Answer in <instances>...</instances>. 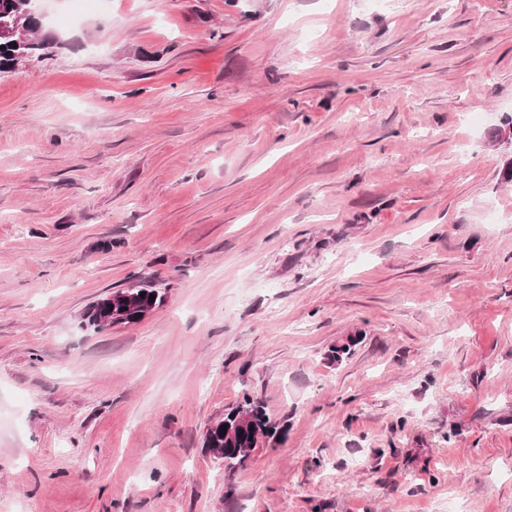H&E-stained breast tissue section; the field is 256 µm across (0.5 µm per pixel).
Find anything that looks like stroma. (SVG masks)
Segmentation results:
<instances>
[{
  "instance_id": "obj_1",
  "label": "stroma",
  "mask_w": 512,
  "mask_h": 512,
  "mask_svg": "<svg viewBox=\"0 0 512 512\" xmlns=\"http://www.w3.org/2000/svg\"><path fill=\"white\" fill-rule=\"evenodd\" d=\"M45 8L0 72V512H512V0ZM246 394L284 435L229 473ZM129 292V298H126L124 301L126 303H130L132 307H141L147 306L148 308L156 309L159 307L164 301L165 294L156 288L151 287H143L138 283H131L127 288L122 290L112 292L115 296L122 294L125 291ZM145 292V297H141L140 293ZM150 294L155 296L154 301H150ZM111 293L108 295H105L104 297L100 298L96 302H94L92 305L88 306L79 317L78 326L83 330L92 329L94 332H101L105 331L107 329L112 328V326H115L119 322H122L123 324H132L137 323L141 321V318L137 317L135 314H130L129 316H125L124 320L111 323L109 325L107 324H101L99 322V318H108V317H115V319H119L117 315L122 314L123 310L121 307H117L116 310L113 309L112 311V305L108 303L107 298L110 297ZM113 312V313H112Z\"/></svg>"
}]
</instances>
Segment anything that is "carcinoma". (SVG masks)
<instances>
[{"instance_id":"obj_1","label":"carcinoma","mask_w":512,"mask_h":512,"mask_svg":"<svg viewBox=\"0 0 512 512\" xmlns=\"http://www.w3.org/2000/svg\"><path fill=\"white\" fill-rule=\"evenodd\" d=\"M27 0H0V72L8 70L21 59L40 56L53 47L55 40L32 34L21 40L13 30L29 23L25 14ZM129 298L125 302L134 307L147 306L155 309L164 301L165 293L151 287L132 283L127 287ZM145 296H140V293ZM155 299H150V296ZM123 313L121 308H112L107 297H102L88 306L79 317L78 326L83 330L105 331L112 325L102 324L100 320ZM227 431H221L222 426ZM278 428L266 414L263 405L250 396L224 414V417L208 426L204 435L203 447L217 457L224 459V468L230 472L246 466L253 451L261 443L273 440Z\"/></svg>"}]
</instances>
